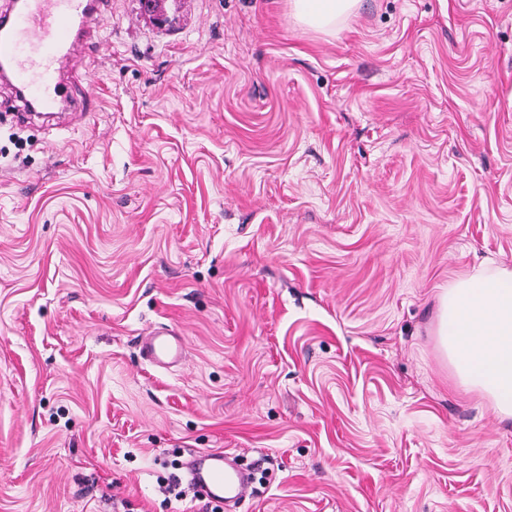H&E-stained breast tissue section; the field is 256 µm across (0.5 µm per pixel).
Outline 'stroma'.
<instances>
[{
	"mask_svg": "<svg viewBox=\"0 0 512 512\" xmlns=\"http://www.w3.org/2000/svg\"><path fill=\"white\" fill-rule=\"evenodd\" d=\"M158 14L71 61L97 112L0 116V512H512V419L434 336L512 268V0ZM191 450L266 481L170 499ZM359 0H289L294 21L320 32H336L356 10ZM173 331L153 330L145 337V351L152 362L169 365L177 362L185 353V344Z\"/></svg>",
	"mask_w": 512,
	"mask_h": 512,
	"instance_id": "1",
	"label": "stroma"
}]
</instances>
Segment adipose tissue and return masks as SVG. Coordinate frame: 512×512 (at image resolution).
Listing matches in <instances>:
<instances>
[{
  "mask_svg": "<svg viewBox=\"0 0 512 512\" xmlns=\"http://www.w3.org/2000/svg\"><path fill=\"white\" fill-rule=\"evenodd\" d=\"M359 0H288L304 27L333 32ZM435 334L457 384L512 419V268L458 276L438 295Z\"/></svg>",
  "mask_w": 512,
  "mask_h": 512,
  "instance_id": "obj_1",
  "label": "adipose tissue"
}]
</instances>
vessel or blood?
I'll use <instances>...</instances> for the list:
<instances>
[{
    "label": "vessel or blood",
    "mask_w": 512,
    "mask_h": 512,
    "mask_svg": "<svg viewBox=\"0 0 512 512\" xmlns=\"http://www.w3.org/2000/svg\"><path fill=\"white\" fill-rule=\"evenodd\" d=\"M108 0H12L0 12V81L12 89L10 111L18 119L54 121L65 112L95 108L91 93L74 90L69 58L96 37ZM145 351L152 362L169 365L182 358L185 344L172 331H151ZM190 482L211 501L245 494L247 473L223 452L196 453L187 462Z\"/></svg>",
    "instance_id": "b4317fda"
}]
</instances>
